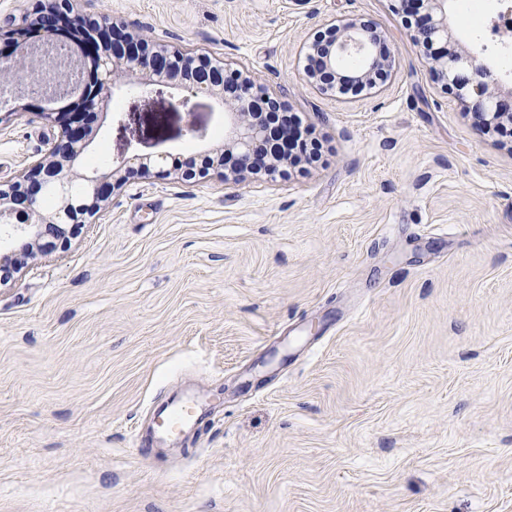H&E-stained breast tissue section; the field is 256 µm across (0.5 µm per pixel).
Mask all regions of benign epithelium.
I'll list each match as a JSON object with an SVG mask.
<instances>
[{
  "instance_id": "obj_1",
  "label": "benign epithelium",
  "mask_w": 512,
  "mask_h": 512,
  "mask_svg": "<svg viewBox=\"0 0 512 512\" xmlns=\"http://www.w3.org/2000/svg\"><path fill=\"white\" fill-rule=\"evenodd\" d=\"M399 2L430 70L456 94L463 110L483 126L504 120L511 123L512 100L496 92L488 66L468 52L448 50L447 0ZM64 7L69 3L49 0L29 28L7 34L8 54L0 52V88L15 86L17 68L26 58H36L30 63L26 84L16 86L0 110L15 111L13 104L24 98L37 102L46 118L62 120L61 138L28 171L0 189V231L23 239L29 257L65 245L78 225L99 213L113 188L124 181L120 173L130 167L123 160L106 169L82 164L95 132L80 125L81 117L96 112L100 103L122 87L149 86L181 77L175 88L186 111H193L192 97L204 90L227 114L224 143L212 149L218 177L240 182L258 162L268 171H276L283 141L261 116L276 111L280 102L250 76L224 67L207 54L156 47L139 36L129 40L114 32L110 48L93 49L80 42L69 26L56 22ZM381 39L382 34L368 23L330 21L323 34L304 46L305 75L319 90L338 81L354 95L365 90L379 93L386 88L393 69L389 55L372 51ZM351 53L361 55L362 62L347 73L342 59ZM47 74L55 86L66 89L69 104L60 114L44 107L53 100L44 85ZM76 183L83 187L80 194L72 191ZM48 187L57 197V206L49 213L41 206Z\"/></svg>"
}]
</instances>
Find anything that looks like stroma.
Listing matches in <instances>:
<instances>
[{"instance_id":"1","label":"stroma","mask_w":512,"mask_h":512,"mask_svg":"<svg viewBox=\"0 0 512 512\" xmlns=\"http://www.w3.org/2000/svg\"><path fill=\"white\" fill-rule=\"evenodd\" d=\"M397 0H74L150 43L248 69L324 142L287 175L186 181L221 143L205 93L103 102L92 163L127 173L68 244L0 284V512H512V136L437 83ZM374 21L379 95L315 92L300 49ZM453 43L512 95V50L448 0ZM206 132L198 140L192 130ZM0 111V185L59 136ZM206 400L143 458L154 403Z\"/></svg>"}]
</instances>
